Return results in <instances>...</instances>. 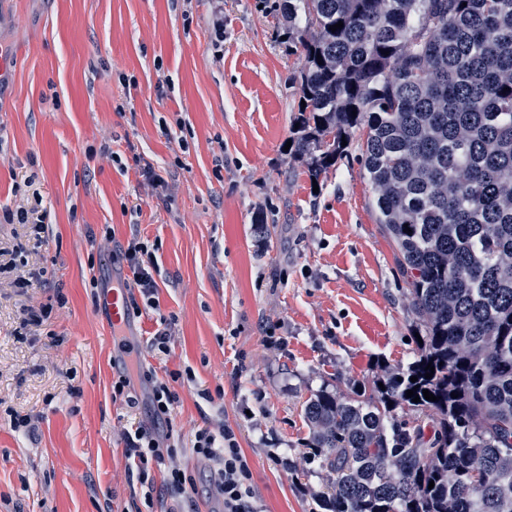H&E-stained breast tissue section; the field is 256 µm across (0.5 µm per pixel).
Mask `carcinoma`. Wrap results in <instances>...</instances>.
<instances>
[{
    "label": "carcinoma",
    "mask_w": 512,
    "mask_h": 512,
    "mask_svg": "<svg viewBox=\"0 0 512 512\" xmlns=\"http://www.w3.org/2000/svg\"><path fill=\"white\" fill-rule=\"evenodd\" d=\"M277 16L300 62L289 154L317 181L365 132L422 339L407 367L306 401L307 458L332 476L319 506L512 512V0H281Z\"/></svg>",
    "instance_id": "1"
}]
</instances>
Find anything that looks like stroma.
<instances>
[{
    "mask_svg": "<svg viewBox=\"0 0 512 512\" xmlns=\"http://www.w3.org/2000/svg\"><path fill=\"white\" fill-rule=\"evenodd\" d=\"M277 3L0 0V215L48 211L38 240L0 223V251L43 273L24 290L0 278V512H144L125 434L153 426L149 386L134 378L135 404L113 398L122 355L99 307L132 235L156 247L159 307L132 314L130 333L139 346L170 334L143 368L180 375L175 464L196 482L170 512H221L192 446L224 425L262 512H321L329 474L306 458L304 402L413 361L408 285L372 208L363 136L316 184L285 149L299 61ZM47 304L42 325H25Z\"/></svg>",
    "mask_w": 512,
    "mask_h": 512,
    "instance_id": "stroma-1",
    "label": "stroma"
}]
</instances>
